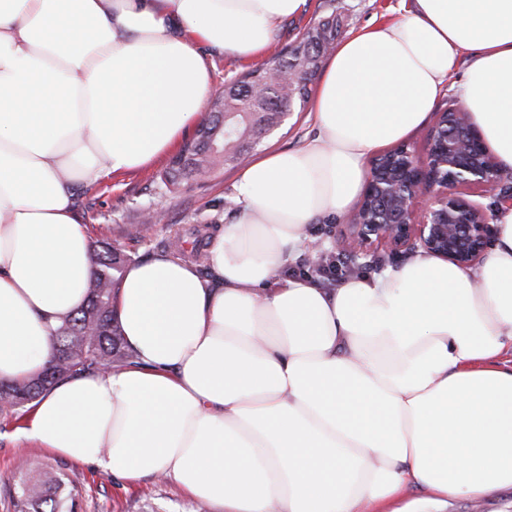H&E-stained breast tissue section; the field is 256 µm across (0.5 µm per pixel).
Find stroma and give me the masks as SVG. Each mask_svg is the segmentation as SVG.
Returning <instances> with one entry per match:
<instances>
[{
  "label": "stroma",
  "mask_w": 512,
  "mask_h": 512,
  "mask_svg": "<svg viewBox=\"0 0 512 512\" xmlns=\"http://www.w3.org/2000/svg\"><path fill=\"white\" fill-rule=\"evenodd\" d=\"M402 0H307L305 10L285 22L269 48L277 54L293 41L300 30L315 19L335 16L339 39H347L362 27H377L394 21ZM317 127L310 111L291 112L286 122L261 144V151L294 148L316 137ZM161 157L146 167L111 175L97 184L77 190L78 214L93 237L122 249L131 259L165 252L168 240L165 224L180 225L186 240L197 233L212 237L227 224L234 211L233 184L237 168H227L201 181L190 182L176 195H165L155 178L168 164ZM162 205L165 224H142L140 214L153 205ZM20 421L0 419V512H13L11 496L18 480L19 457L34 463L51 462V455L35 444L18 438ZM66 471L82 491L79 512H218L207 503L191 500L173 481L146 478L136 483L112 477L90 465L67 462Z\"/></svg>",
  "instance_id": "35a3bbf8"
}]
</instances>
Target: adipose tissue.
<instances>
[{"mask_svg": "<svg viewBox=\"0 0 512 512\" xmlns=\"http://www.w3.org/2000/svg\"><path fill=\"white\" fill-rule=\"evenodd\" d=\"M306 4L0 0L1 382L45 370L86 301L77 186L166 153L213 55L260 59ZM452 83L512 169V0H411L333 50L316 137L241 168L208 274L165 254L126 267L114 310L134 364L58 381L20 438L223 512H446L512 487V207L472 267L420 252L335 288L275 281Z\"/></svg>", "mask_w": 512, "mask_h": 512, "instance_id": "adipose-tissue-1", "label": "adipose tissue"}]
</instances>
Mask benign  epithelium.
Here are the masks:
<instances>
[{"label":"benign epithelium","mask_w":512,"mask_h":512,"mask_svg":"<svg viewBox=\"0 0 512 512\" xmlns=\"http://www.w3.org/2000/svg\"><path fill=\"white\" fill-rule=\"evenodd\" d=\"M512 199V183L468 113L457 104L436 113L416 154L400 145L375 156L359 205L336 238V251L371 267L377 251L423 252L461 266L480 261L492 215L475 194Z\"/></svg>","instance_id":"obj_1"}]
</instances>
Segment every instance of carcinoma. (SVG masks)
I'll return each mask as SVG.
<instances>
[{
    "label": "carcinoma",
    "instance_id": "obj_1",
    "mask_svg": "<svg viewBox=\"0 0 512 512\" xmlns=\"http://www.w3.org/2000/svg\"><path fill=\"white\" fill-rule=\"evenodd\" d=\"M337 35L336 20L327 16L306 35L273 56L263 67L224 79L216 98L222 109L212 110L192 138L186 140L159 173L160 189L176 194L198 172H216L239 164L243 152L266 125L277 122L281 109L304 108L309 84ZM183 229L169 225L168 255L184 254ZM129 260L109 243L94 250L95 276L87 300L56 331V355L44 371L20 382H0V415L13 414L32 403L61 378L121 369L134 363L113 316L112 305ZM79 491L61 470L24 472L13 500L14 512H77Z\"/></svg>",
    "mask_w": 512,
    "mask_h": 512
}]
</instances>
